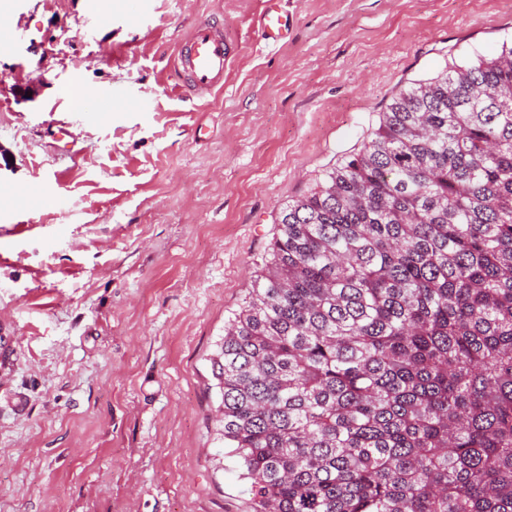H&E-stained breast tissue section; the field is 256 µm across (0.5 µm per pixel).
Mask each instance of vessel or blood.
Masks as SVG:
<instances>
[{"label":"vessel or blood","mask_w":512,"mask_h":512,"mask_svg":"<svg viewBox=\"0 0 512 512\" xmlns=\"http://www.w3.org/2000/svg\"><path fill=\"white\" fill-rule=\"evenodd\" d=\"M279 0H265L260 22L267 44L275 45L288 34V15ZM230 56L221 28L212 23L197 25L174 53L176 68L184 73L191 90L207 95L224 87V71Z\"/></svg>","instance_id":"b4317fda"}]
</instances>
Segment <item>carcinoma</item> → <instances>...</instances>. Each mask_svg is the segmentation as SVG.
I'll return each instance as SVG.
<instances>
[{
  "mask_svg": "<svg viewBox=\"0 0 512 512\" xmlns=\"http://www.w3.org/2000/svg\"><path fill=\"white\" fill-rule=\"evenodd\" d=\"M277 224L212 359L254 512H512V42Z\"/></svg>",
  "mask_w": 512,
  "mask_h": 512,
  "instance_id": "obj_1",
  "label": "carcinoma"
}]
</instances>
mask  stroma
I'll use <instances>...</instances> for the list:
<instances>
[{
	"label": "stroma",
	"mask_w": 512,
	"mask_h": 512,
	"mask_svg": "<svg viewBox=\"0 0 512 512\" xmlns=\"http://www.w3.org/2000/svg\"><path fill=\"white\" fill-rule=\"evenodd\" d=\"M140 5L0 0V512H254L212 360L280 208L398 89L512 38V0H281L276 46L264 0ZM212 21L233 56L200 97L172 58ZM279 1L265 0L260 17L262 33L268 45H276L288 35V13L278 7Z\"/></svg>",
	"instance_id": "stroma-1"
}]
</instances>
